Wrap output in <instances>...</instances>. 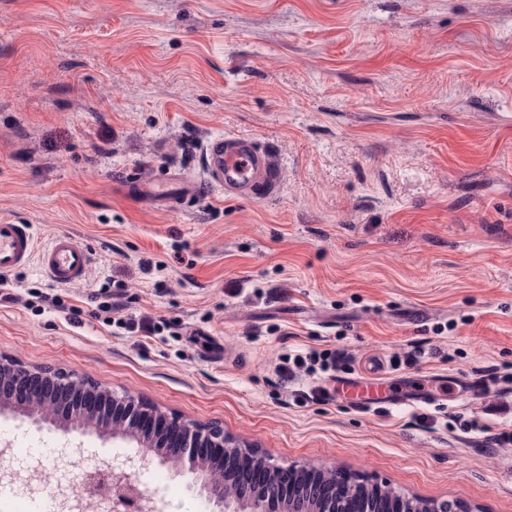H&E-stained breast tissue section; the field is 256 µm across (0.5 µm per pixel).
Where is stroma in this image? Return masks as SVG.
<instances>
[{
    "label": "stroma",
    "instance_id": "stroma-1",
    "mask_svg": "<svg viewBox=\"0 0 512 512\" xmlns=\"http://www.w3.org/2000/svg\"><path fill=\"white\" fill-rule=\"evenodd\" d=\"M229 135L270 153L274 193L131 197L202 181ZM0 220L89 260L71 285L6 272L0 355L283 467L512 512V0H0ZM311 350L345 357L281 375ZM369 375L434 402L332 395ZM1 443L45 451L44 500L139 453L9 410ZM131 476L164 512L214 510L156 457Z\"/></svg>",
    "mask_w": 512,
    "mask_h": 512
}]
</instances>
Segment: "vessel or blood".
Masks as SVG:
<instances>
[{"label":"vessel or blood","mask_w":512,"mask_h":512,"mask_svg":"<svg viewBox=\"0 0 512 512\" xmlns=\"http://www.w3.org/2000/svg\"><path fill=\"white\" fill-rule=\"evenodd\" d=\"M205 157L210 173L207 183L175 188L167 178L142 182L134 189L136 197L143 204L163 200L174 207L191 197L203 195L211 186L247 195L270 193L278 186L276 169L251 139L227 136L214 140L207 146ZM34 261L61 285L82 281L88 272L87 252L71 235L56 234L46 247L40 249L29 225L0 221V270H13ZM343 391L353 403L365 407L390 406L398 402L378 378L349 383Z\"/></svg>","instance_id":"vessel-or-blood-1"}]
</instances>
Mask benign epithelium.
I'll return each instance as SVG.
<instances>
[{
    "mask_svg": "<svg viewBox=\"0 0 512 512\" xmlns=\"http://www.w3.org/2000/svg\"><path fill=\"white\" fill-rule=\"evenodd\" d=\"M5 408L51 425L65 417L66 429L77 434L110 428L112 436L135 442L160 461L187 467L201 482V492L224 512H347L345 500L336 495V473L327 471V481L316 479L302 486L307 498L299 499L295 495L298 467L276 466L264 455L231 444L216 429L168 418L130 395L116 396L83 379L0 358V411ZM131 463L133 459L128 457L110 467L85 470V488L79 494L72 496L58 489L63 509L163 512L158 501L131 482L126 473ZM0 475L22 482L33 493L41 489L30 466L3 469Z\"/></svg>",
    "mask_w": 512,
    "mask_h": 512,
    "instance_id": "benign-epithelium-1",
    "label": "benign epithelium"
}]
</instances>
